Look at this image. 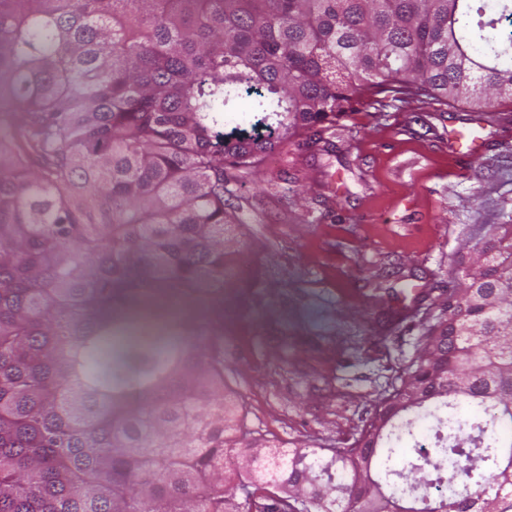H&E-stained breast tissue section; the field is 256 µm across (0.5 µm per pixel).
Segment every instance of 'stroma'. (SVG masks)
<instances>
[{
	"label": "stroma",
	"instance_id": "obj_1",
	"mask_svg": "<svg viewBox=\"0 0 512 512\" xmlns=\"http://www.w3.org/2000/svg\"><path fill=\"white\" fill-rule=\"evenodd\" d=\"M512 105L363 100L258 172L225 162L242 254L224 380L253 437L345 448L400 386L480 247L512 224ZM486 148L455 157L449 127Z\"/></svg>",
	"mask_w": 512,
	"mask_h": 512
}]
</instances>
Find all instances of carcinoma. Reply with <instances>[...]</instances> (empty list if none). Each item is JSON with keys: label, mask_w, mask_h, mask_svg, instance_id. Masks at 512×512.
Segmentation results:
<instances>
[{"label": "carcinoma", "mask_w": 512, "mask_h": 512, "mask_svg": "<svg viewBox=\"0 0 512 512\" xmlns=\"http://www.w3.org/2000/svg\"><path fill=\"white\" fill-rule=\"evenodd\" d=\"M500 14L487 21L486 13ZM512 0H0V512H512V224L448 295L410 375L438 419L448 492L367 447L264 446L224 383L235 240L224 157L256 169L367 97L512 99ZM243 103L272 130L224 138ZM459 336H445L454 325ZM478 436L464 435L466 428Z\"/></svg>", "instance_id": "carcinoma-1"}]
</instances>
